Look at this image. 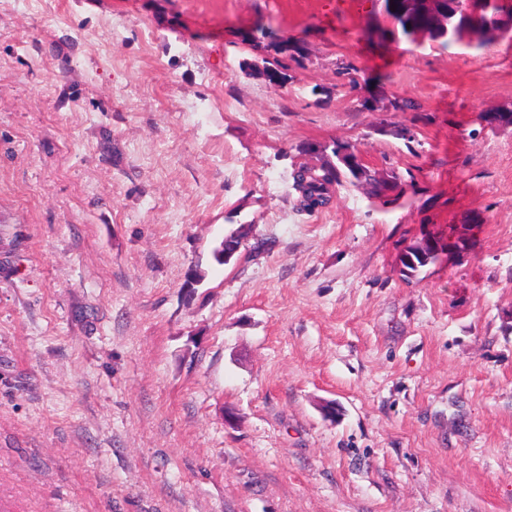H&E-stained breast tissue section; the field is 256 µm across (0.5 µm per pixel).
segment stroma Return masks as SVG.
<instances>
[{
  "label": "stroma",
  "instance_id": "obj_1",
  "mask_svg": "<svg viewBox=\"0 0 512 512\" xmlns=\"http://www.w3.org/2000/svg\"><path fill=\"white\" fill-rule=\"evenodd\" d=\"M497 109L512 40L418 46L372 0H0V512H512ZM335 141L400 204L298 210ZM251 233V228L248 226L240 225L238 228L233 229L224 235V239L220 242V247L217 246L214 249V256L217 262L220 264H227L223 260V245L225 249H235L236 251L239 249L241 252V248L244 246L245 241L248 240ZM238 252V251H237ZM235 252V254L237 253ZM234 254V255H235ZM233 255V257H234ZM232 257V258H233ZM231 257H225V260L229 261L232 259ZM422 240H424V238H422L420 241H416L406 250L408 251L407 255L409 256V262L407 263L406 266L408 273L404 275L407 278L415 276L416 273H418L421 268L438 262L443 257H440L441 254L447 255L448 246L442 245L438 249L437 242H435L434 240H427L422 252L418 253V251H420V243ZM463 251L464 250L462 249H454L451 252H448V259L459 257L461 255L463 256Z\"/></svg>",
  "mask_w": 512,
  "mask_h": 512
}]
</instances>
